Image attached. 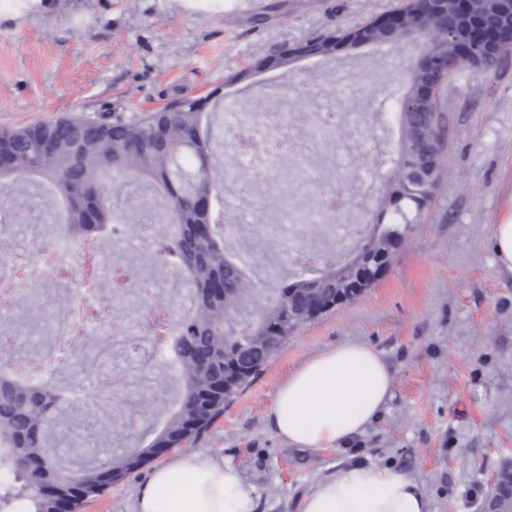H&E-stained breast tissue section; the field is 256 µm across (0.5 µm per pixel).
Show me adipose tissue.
Returning a JSON list of instances; mask_svg holds the SVG:
<instances>
[{"instance_id": "obj_1", "label": "adipose tissue", "mask_w": 512, "mask_h": 512, "mask_svg": "<svg viewBox=\"0 0 512 512\" xmlns=\"http://www.w3.org/2000/svg\"><path fill=\"white\" fill-rule=\"evenodd\" d=\"M391 396L382 356L346 342L305 361L279 386L269 417L295 448H338L362 434ZM240 470L208 452H187L156 467L136 512H253ZM301 512H428L423 491L403 474L356 463L321 479Z\"/></svg>"}]
</instances>
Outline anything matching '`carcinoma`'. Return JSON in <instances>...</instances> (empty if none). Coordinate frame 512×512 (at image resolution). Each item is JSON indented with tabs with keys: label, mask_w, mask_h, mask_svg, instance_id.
Returning <instances> with one entry per match:
<instances>
[{
	"label": "carcinoma",
	"mask_w": 512,
	"mask_h": 512,
	"mask_svg": "<svg viewBox=\"0 0 512 512\" xmlns=\"http://www.w3.org/2000/svg\"><path fill=\"white\" fill-rule=\"evenodd\" d=\"M501 0H443L433 11L426 0H408L387 16L337 33H320L280 47L277 68L288 71L301 61L334 59L363 47L422 46L407 81L395 92V143L381 153L386 164L384 185L369 219L366 240L336 261H327L316 275L304 270L288 275L271 299L260 298L255 280L244 272L246 260L256 265L264 253L244 237L228 245L223 210L215 208L224 192V165L216 145L220 138L217 95L208 107L197 99L181 98L170 112H148L111 120L73 115L44 125L0 132L24 165L0 168V190L18 184L46 188L45 199L60 212L69 235L109 238L114 224H140L141 212L119 204L124 187L142 185L152 205L167 212L176 226L165 253L175 259L191 287L190 308L175 328L169 350L179 379V392L167 407L160 427L142 436L138 447L103 459L65 463L55 451L60 431L72 418L52 380L73 367L92 378L99 361L85 356L78 364L50 358L42 379L0 375V468L11 480L0 484V512H13L22 502L26 512H61L50 497L51 485L73 490L70 512L85 499L101 496L156 458L163 447L172 450L195 443L224 413V362L250 359L261 371L271 355L263 339L275 330L289 337L306 323L304 309L332 294L336 282L357 275L356 261L392 262L405 246L413 225L421 223L440 176L448 168V79L466 68L488 72L512 55V27L501 22ZM460 13L480 23L470 44L448 33V18ZM492 44L486 54L483 40ZM267 58L227 76L237 84L268 70ZM429 100L432 111L415 107ZM111 422L107 416H84L81 425L92 439Z\"/></svg>",
	"instance_id": "obj_1"
}]
</instances>
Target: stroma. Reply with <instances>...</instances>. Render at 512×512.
Masks as SVG:
<instances>
[{
	"mask_svg": "<svg viewBox=\"0 0 512 512\" xmlns=\"http://www.w3.org/2000/svg\"><path fill=\"white\" fill-rule=\"evenodd\" d=\"M404 0H0V130L75 114L147 112L174 99L224 94L232 128L251 100L274 93L323 102L332 83L352 82V107L388 111L418 46L364 48L250 85L227 75L274 48L359 26ZM448 172L424 223L415 225L387 277L291 336L194 448L223 456L255 489V512H300L305 495L336 467L365 461L412 478L429 512H485L486 494L512 463V271L498 263L494 224L512 211V56L490 72L449 80ZM354 204L337 216L364 235L377 196L373 171L345 165ZM22 253L35 251L55 219L37 198L16 194L6 216ZM144 282L167 284L173 318L187 307L176 272L135 254L121 257ZM375 348L392 376L381 415L342 449L293 448L269 426L278 386L313 355L345 342ZM112 429L65 437L67 459L134 447ZM151 468L81 512H135Z\"/></svg>",
	"mask_w": 512,
	"mask_h": 512,
	"instance_id": "1",
	"label": "stroma"
}]
</instances>
